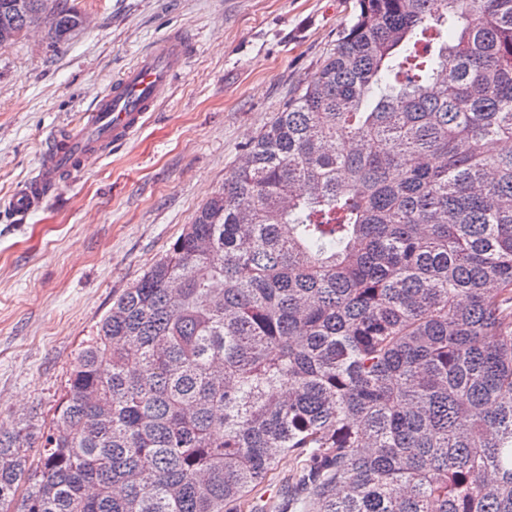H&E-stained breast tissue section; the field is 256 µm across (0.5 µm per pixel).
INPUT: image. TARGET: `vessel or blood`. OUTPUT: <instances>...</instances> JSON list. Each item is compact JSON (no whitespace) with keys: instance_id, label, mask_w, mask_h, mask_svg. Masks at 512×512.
Masks as SVG:
<instances>
[{"instance_id":"vessel-or-blood-1","label":"vessel or blood","mask_w":512,"mask_h":512,"mask_svg":"<svg viewBox=\"0 0 512 512\" xmlns=\"http://www.w3.org/2000/svg\"><path fill=\"white\" fill-rule=\"evenodd\" d=\"M193 55L190 36L175 31L145 50L112 86L98 94L93 110L73 130L54 136L37 172L9 198L7 207L26 215L57 187L62 176L84 169L89 156L104 145L129 140L147 113L155 111L157 94L169 85Z\"/></svg>"}]
</instances>
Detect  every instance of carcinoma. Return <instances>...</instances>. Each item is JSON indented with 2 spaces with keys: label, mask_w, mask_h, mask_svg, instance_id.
<instances>
[{
  "label": "carcinoma",
  "mask_w": 512,
  "mask_h": 512,
  "mask_svg": "<svg viewBox=\"0 0 512 512\" xmlns=\"http://www.w3.org/2000/svg\"><path fill=\"white\" fill-rule=\"evenodd\" d=\"M29 448L0 512H227L286 457L311 512H512V0H355Z\"/></svg>",
  "instance_id": "cac0c4a2"
}]
</instances>
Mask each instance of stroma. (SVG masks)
<instances>
[{
  "mask_svg": "<svg viewBox=\"0 0 512 512\" xmlns=\"http://www.w3.org/2000/svg\"><path fill=\"white\" fill-rule=\"evenodd\" d=\"M64 43L0 44V424L47 431L68 373L112 301L224 186L243 148L336 44L353 0H75ZM195 54L128 142L62 178L40 208L5 200L151 43Z\"/></svg>",
  "mask_w": 512,
  "mask_h": 512,
  "instance_id": "stroma-1",
  "label": "stroma"
}]
</instances>
